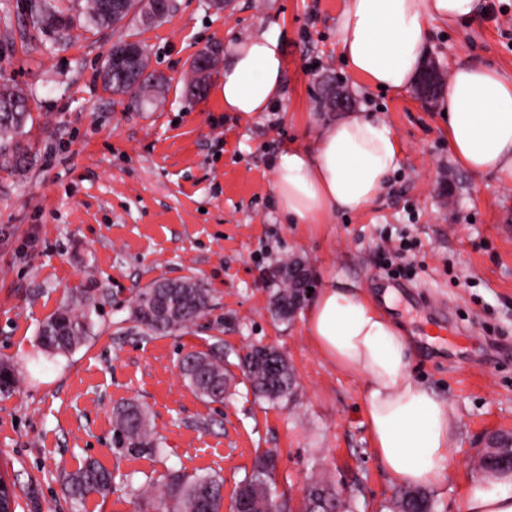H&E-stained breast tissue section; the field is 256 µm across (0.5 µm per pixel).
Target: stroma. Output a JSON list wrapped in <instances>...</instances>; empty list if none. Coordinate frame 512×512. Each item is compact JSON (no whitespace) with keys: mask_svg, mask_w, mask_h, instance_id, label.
<instances>
[{"mask_svg":"<svg viewBox=\"0 0 512 512\" xmlns=\"http://www.w3.org/2000/svg\"><path fill=\"white\" fill-rule=\"evenodd\" d=\"M162 22L130 17L117 30L67 35L34 30L29 0H0V82L31 94L25 128L33 163L0 171V361L17 386L0 394V477L16 512H71L62 470L84 459L113 473L88 512H135L143 485L171 471L222 478L225 503L270 452L277 493L300 507L305 488L328 485L355 512H387L397 486L371 445L360 375L327 360L304 313L271 312L270 271L297 257L316 287L359 286L397 297L392 317L412 345L413 378L447 401L456 430L453 466L430 492L435 512H463L474 461L493 432H512V184L474 178L452 157L435 104L413 90L384 94L349 70L340 51L345 0H177ZM465 23L434 21L427 59L443 74L480 64L512 76V0H484ZM276 27L285 94L268 111L224 109L233 45ZM146 45L150 71L167 78L164 101L138 112L98 78L116 40ZM221 65L204 94L184 93L200 51ZM345 93L350 111L387 121L402 164L385 193L356 213L291 224L274 196V158L314 149L337 119L325 106ZM191 278L212 295L195 325L147 336L130 318L136 289ZM95 303L90 339L66 356L38 346L40 324L68 297ZM278 349L295 396L256 398L238 366L247 346ZM224 351L231 387L201 398L179 364L190 351ZM148 414L161 454L113 445V412Z\"/></svg>","mask_w":512,"mask_h":512,"instance_id":"35a3bbf8","label":"stroma"}]
</instances>
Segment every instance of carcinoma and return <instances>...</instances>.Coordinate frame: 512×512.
Returning <instances> with one entry per match:
<instances>
[{
	"label": "carcinoma",
	"mask_w": 512,
	"mask_h": 512,
	"mask_svg": "<svg viewBox=\"0 0 512 512\" xmlns=\"http://www.w3.org/2000/svg\"><path fill=\"white\" fill-rule=\"evenodd\" d=\"M141 0H123L114 13L101 9V0H87L78 15H67L52 3H43L31 15L32 27L49 29L58 33L69 30L78 22L90 29L116 28L135 9ZM130 43L116 41L107 54L99 78L104 91L127 97L134 106L142 107L157 100L163 79L152 73L141 80L112 66V54L123 51ZM33 120L28 97L22 90L5 83L0 84V168L12 173L26 170L33 160L31 147L17 139L27 122ZM170 282L159 281L139 290L132 301L135 321L147 333L172 334L204 316L211 308L210 290L197 280H182L180 287L158 302L157 295L169 287ZM306 299L305 291L284 280L275 283L273 295L274 314L283 321L294 318L295 312ZM90 299L76 300L61 305L39 329V345L48 354L65 355L84 344L91 335L93 320ZM268 346L252 345L240 357L239 366L248 380L254 395L275 401L292 394L294 380L285 359L281 367L271 374L267 367ZM182 373L189 387L202 397L211 400L224 398L229 378L224 369V353L216 349L209 352H189L182 363ZM17 384L13 367L0 363V392L8 393ZM114 443L129 452L158 451V441L146 412L131 404L115 414ZM273 457L267 453L257 457L252 473L241 482L234 500V512H266L267 496L272 494ZM113 475L94 461L87 460L78 468L64 475V483L73 512H86L89 499L106 495L112 487ZM223 481L215 475H188L173 471L166 479L150 486L149 493H140L148 499L155 512H220L223 506L221 488ZM323 502L318 512H353V505L336 499L325 486L310 485L306 499L311 496ZM390 508L396 512H434L432 495L411 486L400 487Z\"/></svg>",
	"instance_id": "carcinoma-1"
}]
</instances>
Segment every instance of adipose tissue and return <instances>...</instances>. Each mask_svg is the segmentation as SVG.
<instances>
[{
	"mask_svg": "<svg viewBox=\"0 0 512 512\" xmlns=\"http://www.w3.org/2000/svg\"><path fill=\"white\" fill-rule=\"evenodd\" d=\"M483 10L482 0H347L340 49L352 74L396 93L422 68L429 21L456 24ZM285 68L277 34L259 30L234 47L224 69V109L267 111L283 95ZM448 148L470 174L512 184V78L485 65L454 68L438 100ZM400 148L382 119L350 112L328 124L314 149L291 148L274 161L277 205L293 224L357 212L387 188ZM309 336L337 368L362 376L365 414L382 468L402 486L442 482L451 466L455 422L446 401L416 383L405 336L351 285L321 288L305 311ZM463 512H512V474L466 489Z\"/></svg>",
	"mask_w": 512,
	"mask_h": 512,
	"instance_id": "obj_1",
	"label": "adipose tissue"
}]
</instances>
